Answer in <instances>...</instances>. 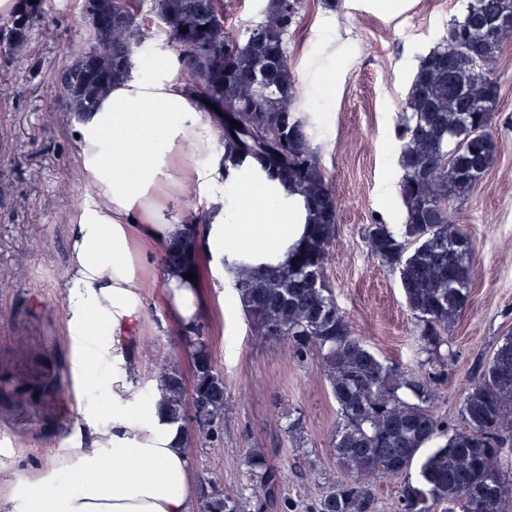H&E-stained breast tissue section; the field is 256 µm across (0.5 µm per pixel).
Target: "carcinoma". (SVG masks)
Returning <instances> with one entry per match:
<instances>
[{"mask_svg":"<svg viewBox=\"0 0 512 512\" xmlns=\"http://www.w3.org/2000/svg\"><path fill=\"white\" fill-rule=\"evenodd\" d=\"M0 23V55L23 54L40 6ZM304 0H266L260 21L239 31L226 25L224 0H152L158 28L177 55L184 87L222 112L216 127L224 169L248 163L298 194L310 224L288 262L243 268L229 265L237 303L253 332L286 341L291 355L311 353L337 404L331 455L343 477L328 484L310 512H376L373 480L398 477L420 459L425 489L407 485L397 512H512V334L478 364L453 428L434 411L439 377L448 362V329L465 310L472 281L470 240L448 216V199L467 197L492 167L497 143L490 133L499 86L491 74L502 41L512 37V0H467L443 40L419 58L397 124L398 194L403 224L364 229L371 254L395 270L425 362L402 370L382 362L354 335L327 283L337 224L336 198L295 108L296 82L288 36ZM85 45L59 71L68 112H88L112 84L131 75L130 54L149 55L137 0H85ZM188 28L182 33L180 29ZM478 58L490 77L471 64ZM237 125H230V121ZM192 238L174 240L164 266L193 264ZM192 389L179 366L155 377L161 405L181 424L195 422L202 438L219 439L227 386L207 342L186 336ZM250 497L216 493L197 512H288L280 492L288 458L277 462L256 449L248 456Z\"/></svg>","mask_w":512,"mask_h":512,"instance_id":"cac0c4a2","label":"carcinoma"}]
</instances>
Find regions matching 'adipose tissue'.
Instances as JSON below:
<instances>
[{"mask_svg": "<svg viewBox=\"0 0 512 512\" xmlns=\"http://www.w3.org/2000/svg\"><path fill=\"white\" fill-rule=\"evenodd\" d=\"M176 56L116 82L89 112L75 116L77 162L92 190L70 214L68 301L76 316L94 311L113 354H120L143 321L140 270L148 256L192 231L197 258L217 282L228 264L278 265L305 235L298 195L255 168L225 171L214 119L175 77ZM199 204L179 209L185 185ZM164 306L190 333L208 305L201 278L164 271ZM128 377H112V430L77 448L67 465L69 484L41 498L30 482L9 497L15 512H189L190 457L178 423L157 397L127 398Z\"/></svg>", "mask_w": 512, "mask_h": 512, "instance_id": "obj_1", "label": "adipose tissue"}]
</instances>
